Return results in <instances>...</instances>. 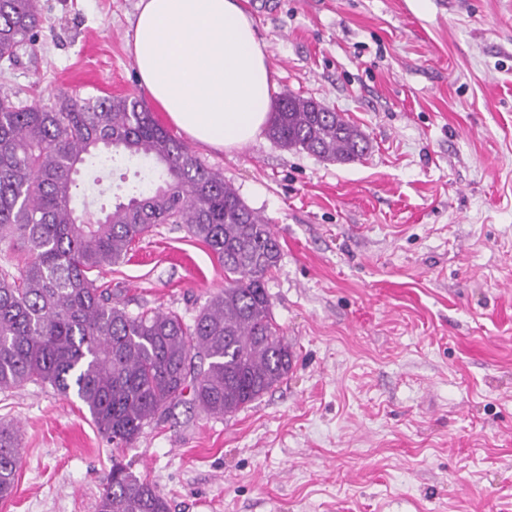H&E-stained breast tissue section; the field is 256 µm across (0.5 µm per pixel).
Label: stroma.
Segmentation results:
<instances>
[{"mask_svg": "<svg viewBox=\"0 0 512 512\" xmlns=\"http://www.w3.org/2000/svg\"><path fill=\"white\" fill-rule=\"evenodd\" d=\"M137 0H41L35 55L0 63L30 104L149 97L127 49ZM279 92L370 144L332 162L262 138L190 143L270 224L266 283L288 377L217 418L184 396L137 440L103 438L76 397L0 393L18 489L0 512H96L113 461L171 512H512V0H240ZM88 201L111 209L121 174ZM103 282L131 312L192 321L224 268L177 224Z\"/></svg>", "mask_w": 512, "mask_h": 512, "instance_id": "stroma-1", "label": "stroma"}]
</instances>
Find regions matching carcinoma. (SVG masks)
Listing matches in <instances>:
<instances>
[{"label": "carcinoma", "mask_w": 512, "mask_h": 512, "mask_svg": "<svg viewBox=\"0 0 512 512\" xmlns=\"http://www.w3.org/2000/svg\"><path fill=\"white\" fill-rule=\"evenodd\" d=\"M39 0H0V59L35 45ZM268 137L323 159L369 149L339 113L285 92ZM146 158L154 187L95 214L77 205L75 175L90 157ZM182 224L224 267V289L193 321L129 312L100 282L153 228ZM281 257L269 224L224 175L173 137L135 96L25 105L0 87V392L29 383L72 395L108 441L133 443L188 390L206 414H236L280 383L295 354L271 315L266 278ZM19 431L0 424V499L17 486ZM96 512H170L168 499L112 463Z\"/></svg>", "instance_id": "1"}]
</instances>
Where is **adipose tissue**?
Instances as JSON below:
<instances>
[{
    "mask_svg": "<svg viewBox=\"0 0 512 512\" xmlns=\"http://www.w3.org/2000/svg\"><path fill=\"white\" fill-rule=\"evenodd\" d=\"M127 45L180 133L227 151L260 138L276 78L238 0H138Z\"/></svg>",
    "mask_w": 512,
    "mask_h": 512,
    "instance_id": "ef3b65f1",
    "label": "adipose tissue"
}]
</instances>
